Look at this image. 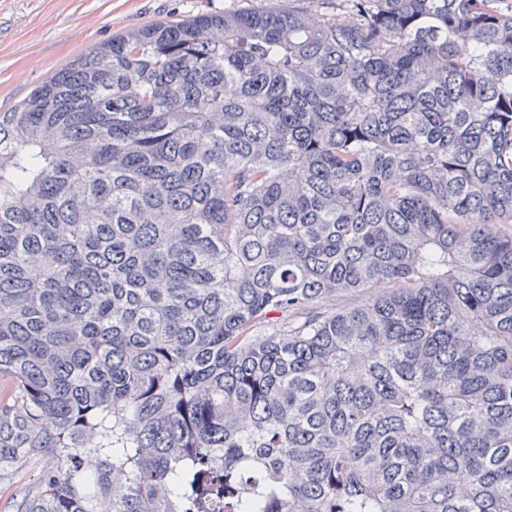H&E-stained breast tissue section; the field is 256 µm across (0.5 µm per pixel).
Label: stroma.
Returning <instances> with one entry per match:
<instances>
[{
    "label": "stroma",
    "instance_id": "stroma-1",
    "mask_svg": "<svg viewBox=\"0 0 512 512\" xmlns=\"http://www.w3.org/2000/svg\"><path fill=\"white\" fill-rule=\"evenodd\" d=\"M251 0H0V109L96 45L128 29L250 6ZM58 461L43 455L0 471V512Z\"/></svg>",
    "mask_w": 512,
    "mask_h": 512
}]
</instances>
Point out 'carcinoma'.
Returning <instances> with one entry per match:
<instances>
[{
  "label": "carcinoma",
  "instance_id": "cac0c4a2",
  "mask_svg": "<svg viewBox=\"0 0 512 512\" xmlns=\"http://www.w3.org/2000/svg\"><path fill=\"white\" fill-rule=\"evenodd\" d=\"M16 512H512V0L132 28L0 110ZM58 460L50 454L32 462L0 471V512H14V504L34 486L38 474L56 468Z\"/></svg>",
  "mask_w": 512,
  "mask_h": 512
}]
</instances>
